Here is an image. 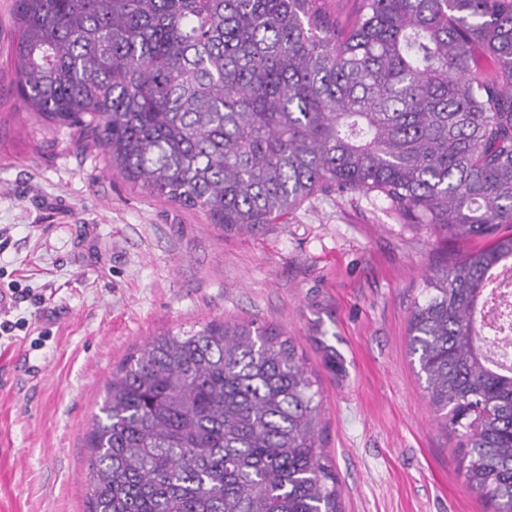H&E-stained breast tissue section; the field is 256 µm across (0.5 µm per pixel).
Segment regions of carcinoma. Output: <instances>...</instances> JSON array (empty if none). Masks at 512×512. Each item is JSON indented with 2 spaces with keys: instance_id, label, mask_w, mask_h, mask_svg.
Instances as JSON below:
<instances>
[{
  "instance_id": "carcinoma-1",
  "label": "carcinoma",
  "mask_w": 512,
  "mask_h": 512,
  "mask_svg": "<svg viewBox=\"0 0 512 512\" xmlns=\"http://www.w3.org/2000/svg\"><path fill=\"white\" fill-rule=\"evenodd\" d=\"M15 91L147 194L258 233L318 192H375L485 245L426 277L408 349L470 490L512 512V317L480 332L512 258V0H12ZM295 341L212 319L112 371L88 512H342Z\"/></svg>"
}]
</instances>
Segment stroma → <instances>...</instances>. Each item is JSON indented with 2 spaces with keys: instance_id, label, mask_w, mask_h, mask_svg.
Instances as JSON below:
<instances>
[{
  "instance_id": "obj_1",
  "label": "stroma",
  "mask_w": 512,
  "mask_h": 512,
  "mask_svg": "<svg viewBox=\"0 0 512 512\" xmlns=\"http://www.w3.org/2000/svg\"><path fill=\"white\" fill-rule=\"evenodd\" d=\"M0 0V512H85L87 434L113 368L214 319L291 336L317 383L344 512H492L465 481L407 349L427 274L480 248L376 193L319 192L257 234L147 195L28 112Z\"/></svg>"
}]
</instances>
